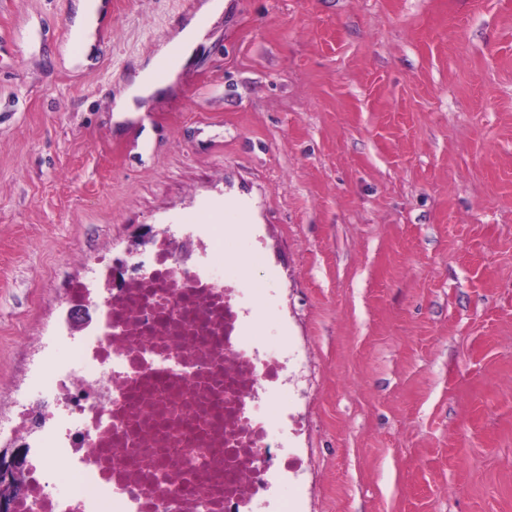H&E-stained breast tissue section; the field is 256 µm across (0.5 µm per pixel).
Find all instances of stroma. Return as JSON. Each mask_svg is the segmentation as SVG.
Here are the masks:
<instances>
[{
	"label": "stroma",
	"mask_w": 512,
	"mask_h": 512,
	"mask_svg": "<svg viewBox=\"0 0 512 512\" xmlns=\"http://www.w3.org/2000/svg\"><path fill=\"white\" fill-rule=\"evenodd\" d=\"M0 0V419L50 381L69 290L140 225L223 227L306 356L307 512H512V0H229L137 120L113 99L195 0ZM154 138L141 147L144 127ZM75 13L71 31L73 39L67 46V61L71 67L84 68L92 63L98 32L104 22L108 4L105 0H74Z\"/></svg>",
	"instance_id": "stroma-1"
}]
</instances>
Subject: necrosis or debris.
Segmentation results:
<instances>
[{"label":"necrosis or debris","mask_w":512,"mask_h":512,"mask_svg":"<svg viewBox=\"0 0 512 512\" xmlns=\"http://www.w3.org/2000/svg\"><path fill=\"white\" fill-rule=\"evenodd\" d=\"M217 236L179 259L161 237L149 263L119 288H74L94 322L54 368L50 395L65 412L20 411L12 431L37 432L14 512H306L284 499L308 456L275 458L293 413H274L291 356L268 354L256 333L260 301L217 276ZM80 489L54 495L56 473Z\"/></svg>","instance_id":"4bbe7bcc"}]
</instances>
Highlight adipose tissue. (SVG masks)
<instances>
[{"label": "adipose tissue", "instance_id": "obj_1", "mask_svg": "<svg viewBox=\"0 0 512 512\" xmlns=\"http://www.w3.org/2000/svg\"><path fill=\"white\" fill-rule=\"evenodd\" d=\"M227 7V0H201L196 18L179 27L170 43L162 45L155 57L141 61L136 75L114 99L116 120L136 118L143 100L164 93L174 83L178 72L189 63L204 38L201 18L219 17ZM107 10L105 0H75L71 24L73 39L67 46L70 66L90 65Z\"/></svg>", "mask_w": 512, "mask_h": 512}]
</instances>
